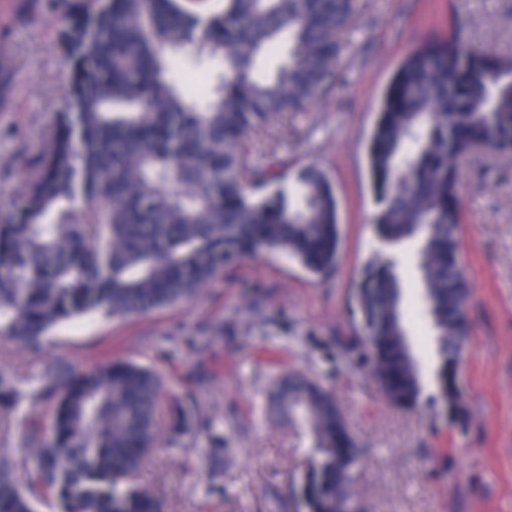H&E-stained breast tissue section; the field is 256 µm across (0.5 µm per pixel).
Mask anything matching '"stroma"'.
<instances>
[{
    "instance_id": "obj_1",
    "label": "stroma",
    "mask_w": 512,
    "mask_h": 512,
    "mask_svg": "<svg viewBox=\"0 0 512 512\" xmlns=\"http://www.w3.org/2000/svg\"><path fill=\"white\" fill-rule=\"evenodd\" d=\"M456 21L481 50L512 55V0H360L335 89L244 142L252 164L315 163L330 176L341 236L321 276L280 254L243 262L190 302L149 314L91 315L59 325L32 353L0 342V372L20 377L60 360L77 370L132 360L178 395L189 436L162 432L140 480L165 512H291L311 437L268 412L269 393L299 370L330 388L366 448L356 489L367 512H512V156L471 153L459 168V261L472 290L460 366L467 418L392 407L369 374L347 300L380 250L366 142L380 96L402 57ZM59 12L47 0H0V208L66 93Z\"/></svg>"
}]
</instances>
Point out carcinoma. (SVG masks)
<instances>
[{
	"label": "carcinoma",
	"mask_w": 512,
	"mask_h": 512,
	"mask_svg": "<svg viewBox=\"0 0 512 512\" xmlns=\"http://www.w3.org/2000/svg\"><path fill=\"white\" fill-rule=\"evenodd\" d=\"M62 0L64 110L0 211V338L31 351L60 323L124 318L199 295L224 269L267 253L322 275L340 228L316 164L279 185L250 163L243 135L307 111L336 87L355 0ZM288 36L272 76L259 58ZM512 150V55L480 50L452 23L401 61L368 146L379 241L418 243V309L433 333L436 392L425 394L408 336L398 262L380 251L354 296L362 346L388 403L465 419L459 365L471 293L458 259L459 163L479 143ZM160 378L123 361L76 372L45 363L26 381L0 373V512H163L139 482L158 445ZM172 431L192 425L178 403ZM272 411L313 438L297 512H360L362 448L334 395L291 372ZM12 451L14 421L33 415Z\"/></svg>",
	"instance_id": "obj_1"
}]
</instances>
